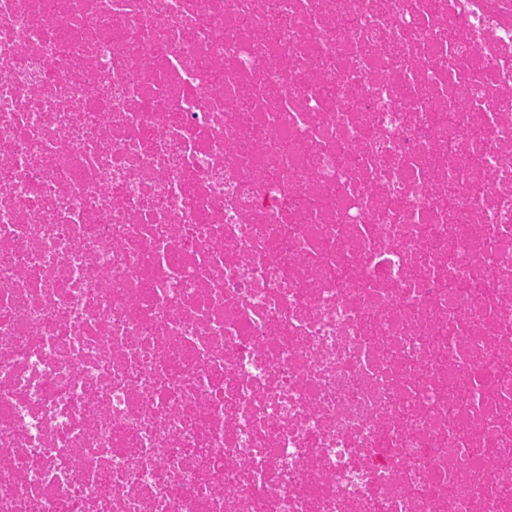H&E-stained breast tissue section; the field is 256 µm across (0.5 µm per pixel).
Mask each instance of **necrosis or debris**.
I'll use <instances>...</instances> for the list:
<instances>
[{
	"mask_svg": "<svg viewBox=\"0 0 512 512\" xmlns=\"http://www.w3.org/2000/svg\"><path fill=\"white\" fill-rule=\"evenodd\" d=\"M0 512H512V0H0Z\"/></svg>",
	"mask_w": 512,
	"mask_h": 512,
	"instance_id": "obj_1",
	"label": "necrosis or debris"
}]
</instances>
